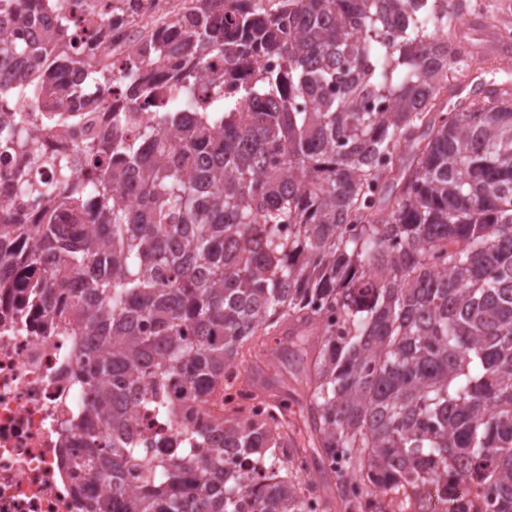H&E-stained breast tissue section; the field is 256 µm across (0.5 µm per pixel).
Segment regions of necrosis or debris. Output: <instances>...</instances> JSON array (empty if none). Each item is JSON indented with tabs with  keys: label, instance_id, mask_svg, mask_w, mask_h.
Masks as SVG:
<instances>
[{
	"label": "necrosis or debris",
	"instance_id": "necrosis-or-debris-1",
	"mask_svg": "<svg viewBox=\"0 0 512 512\" xmlns=\"http://www.w3.org/2000/svg\"><path fill=\"white\" fill-rule=\"evenodd\" d=\"M73 2L63 0V9L77 30L97 31L96 56L114 64V78L89 86L96 111L75 113L62 124L48 119V100L39 92L0 93V132L10 130L32 141L23 153L0 146V211L26 222L42 208L35 186L84 179V147L111 133L113 114L122 115L130 137L148 119L149 108L125 106L123 75L143 64L121 37L127 21L139 20L150 32L158 20L182 11L178 0H126L119 10L109 9L108 0H81L79 10ZM60 157L66 158L67 168L57 165ZM77 342V337L46 331L23 293L0 289V512H88L103 494L76 466L95 419L68 431L61 427L64 415H82L87 398L74 377ZM129 438L150 459L162 449L178 448L182 428L167 417L144 413Z\"/></svg>",
	"mask_w": 512,
	"mask_h": 512
}]
</instances>
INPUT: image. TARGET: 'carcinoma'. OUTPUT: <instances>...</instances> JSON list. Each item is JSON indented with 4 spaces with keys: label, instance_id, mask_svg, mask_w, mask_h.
<instances>
[{
    "label": "carcinoma",
    "instance_id": "1",
    "mask_svg": "<svg viewBox=\"0 0 512 512\" xmlns=\"http://www.w3.org/2000/svg\"><path fill=\"white\" fill-rule=\"evenodd\" d=\"M186 2L189 22L131 41L164 79L126 74L151 120L88 148L84 185L43 187L34 250L0 270V289H28L95 359L85 409L108 440L89 433L82 466L109 494L94 512H302L319 490L323 512H405L450 477L486 512H512V88L448 111L451 64L486 63L457 42L462 0ZM55 6L0 0L21 23ZM40 38L45 56L107 80L68 16ZM170 42L189 57L171 76ZM11 55L28 56L52 121L87 106L0 29ZM267 55L279 69L258 65ZM82 206L95 232L64 234L57 211ZM27 234L0 214L1 238ZM285 324L301 341L317 330L303 395L266 397L264 416L206 417L240 350ZM294 400L297 417L281 411ZM138 409L187 421L182 447L139 464ZM312 453L343 465L314 483ZM139 465L134 491L125 475ZM437 512L473 505L445 496Z\"/></svg>",
    "mask_w": 512,
    "mask_h": 512
}]
</instances>
